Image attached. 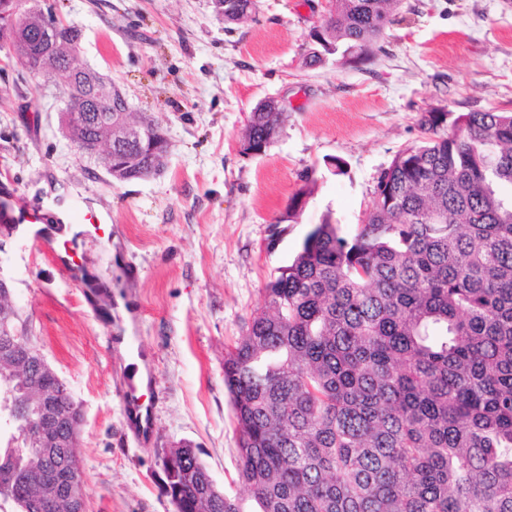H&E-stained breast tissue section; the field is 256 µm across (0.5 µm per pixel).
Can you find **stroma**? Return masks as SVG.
I'll use <instances>...</instances> for the list:
<instances>
[{
  "instance_id": "1",
  "label": "stroma",
  "mask_w": 512,
  "mask_h": 512,
  "mask_svg": "<svg viewBox=\"0 0 512 512\" xmlns=\"http://www.w3.org/2000/svg\"><path fill=\"white\" fill-rule=\"evenodd\" d=\"M51 2L82 26V62L169 142L161 175L111 181L60 128L63 76L0 56V184L53 213L83 198L109 209L112 244L89 250L86 268L113 299L130 289L142 306L154 424L146 447L121 425L128 364L106 343L119 320L87 310L31 241L0 227V276L84 413L86 512H174L159 456L182 440L217 487L248 498L226 348L315 224L328 216L347 234L362 224L380 174L423 140V112H512V0H400L370 61L330 56L314 67L304 62L310 34L334 0H255L237 24L224 23L210 0ZM268 98L280 101L284 122L263 155L242 154L246 118ZM335 159L343 174H334ZM309 178L303 211L281 222ZM129 266L136 282L124 275Z\"/></svg>"
}]
</instances>
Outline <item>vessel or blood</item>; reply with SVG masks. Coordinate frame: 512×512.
Wrapping results in <instances>:
<instances>
[{
    "label": "vessel or blood",
    "mask_w": 512,
    "mask_h": 512,
    "mask_svg": "<svg viewBox=\"0 0 512 512\" xmlns=\"http://www.w3.org/2000/svg\"><path fill=\"white\" fill-rule=\"evenodd\" d=\"M19 208L18 232L31 237L37 250L45 255L53 268L80 291L90 309L99 311L102 284L98 279L83 276L81 250L89 242L111 243V214L85 205L69 209L67 223L48 226L40 211L31 209L24 202ZM120 397L124 424L135 440H142L152 430V409L140 393L136 378L125 380Z\"/></svg>",
    "instance_id": "obj_1"
}]
</instances>
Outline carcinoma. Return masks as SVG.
<instances>
[{"mask_svg":"<svg viewBox=\"0 0 512 512\" xmlns=\"http://www.w3.org/2000/svg\"><path fill=\"white\" fill-rule=\"evenodd\" d=\"M229 2L226 22L252 13L254 0ZM396 4L335 0L306 64L366 62ZM81 37L74 22L58 34L75 72L69 112L98 91L77 62ZM46 49L0 41L32 72ZM283 118L271 105L250 113L242 152H265ZM420 125L425 141L396 154L364 223L350 236L328 217L315 225L224 353L254 512H512V112L434 108ZM132 154L117 156V179L152 175L153 152ZM310 193H294L279 222ZM9 310L0 298V319L34 341L29 317ZM54 382L0 362V421L20 432L0 446V503L14 512H38L44 456L13 411ZM182 447L186 463L160 458L175 512H244Z\"/></svg>","mask_w":512,"mask_h":512,"instance_id":"carcinoma-1","label":"carcinoma"}]
</instances>
